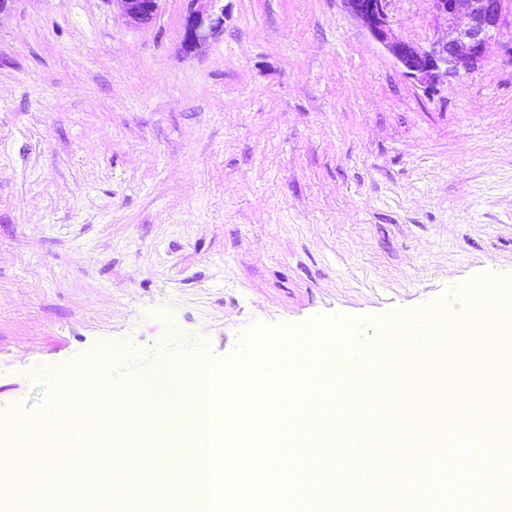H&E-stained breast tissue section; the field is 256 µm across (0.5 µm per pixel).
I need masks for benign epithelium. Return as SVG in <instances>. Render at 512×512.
<instances>
[{
    "instance_id": "benign-epithelium-1",
    "label": "benign epithelium",
    "mask_w": 512,
    "mask_h": 512,
    "mask_svg": "<svg viewBox=\"0 0 512 512\" xmlns=\"http://www.w3.org/2000/svg\"><path fill=\"white\" fill-rule=\"evenodd\" d=\"M125 19L132 25L155 21L161 0H119ZM186 39L190 45L207 41L223 25V18L200 6L204 0H189ZM345 9L357 18L418 83L430 86L441 68L449 73L476 71L486 60L489 48L499 32L505 0H431L435 14L448 23V37L433 42L428 49L399 39L391 28L389 0H341Z\"/></svg>"
}]
</instances>
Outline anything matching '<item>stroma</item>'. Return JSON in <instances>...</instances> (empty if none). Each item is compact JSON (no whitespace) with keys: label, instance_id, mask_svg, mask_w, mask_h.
<instances>
[{"label":"stroma","instance_id":"obj_1","mask_svg":"<svg viewBox=\"0 0 512 512\" xmlns=\"http://www.w3.org/2000/svg\"><path fill=\"white\" fill-rule=\"evenodd\" d=\"M187 0L148 26L117 0H12L0 13V431L70 417L42 371L102 344L225 358L254 326L424 310L512 274V0L485 63L429 87L340 0ZM398 38L448 26L390 0ZM158 403L137 438L189 455ZM101 512H170L166 489ZM190 2V9L186 18V39L189 44L205 42L207 39L223 25V17L214 16L208 9L200 5L202 2H212L215 0H188Z\"/></svg>","mask_w":512,"mask_h":512}]
</instances>
